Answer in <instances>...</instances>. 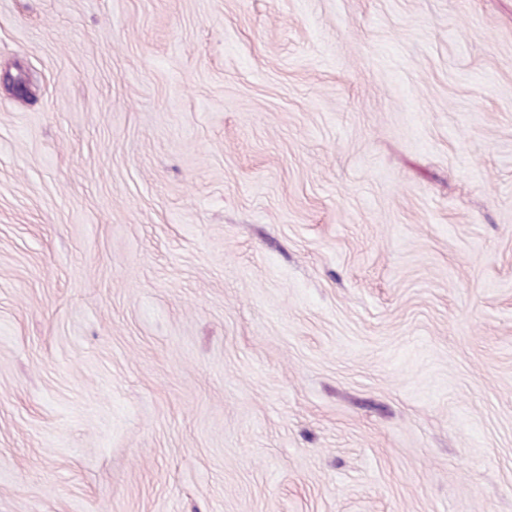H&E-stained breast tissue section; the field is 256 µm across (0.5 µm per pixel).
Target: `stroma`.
Here are the masks:
<instances>
[{
  "label": "stroma",
  "instance_id": "stroma-1",
  "mask_svg": "<svg viewBox=\"0 0 512 512\" xmlns=\"http://www.w3.org/2000/svg\"><path fill=\"white\" fill-rule=\"evenodd\" d=\"M0 512H512V0H0Z\"/></svg>",
  "mask_w": 512,
  "mask_h": 512
}]
</instances>
